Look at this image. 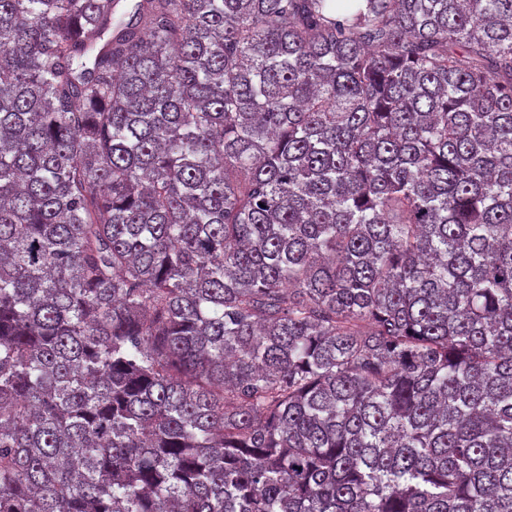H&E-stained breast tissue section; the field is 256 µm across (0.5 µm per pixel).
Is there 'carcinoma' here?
Instances as JSON below:
<instances>
[{
  "label": "carcinoma",
  "mask_w": 512,
  "mask_h": 512,
  "mask_svg": "<svg viewBox=\"0 0 512 512\" xmlns=\"http://www.w3.org/2000/svg\"><path fill=\"white\" fill-rule=\"evenodd\" d=\"M0 0V512H512V0Z\"/></svg>",
  "instance_id": "carcinoma-1"
}]
</instances>
